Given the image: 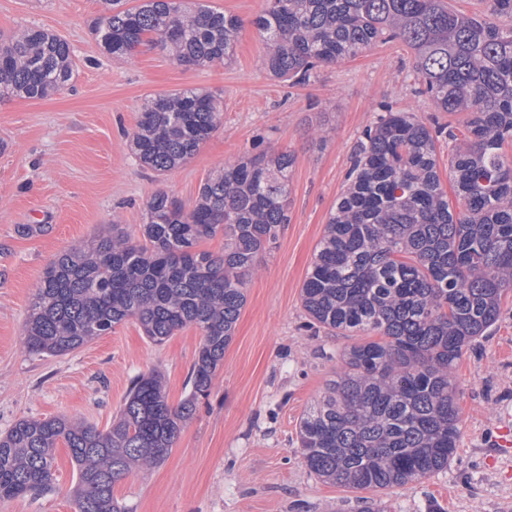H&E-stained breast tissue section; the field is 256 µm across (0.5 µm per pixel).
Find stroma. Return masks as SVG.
Returning <instances> with one entry per match:
<instances>
[{"label":"stroma","instance_id":"obj_1","mask_svg":"<svg viewBox=\"0 0 512 512\" xmlns=\"http://www.w3.org/2000/svg\"><path fill=\"white\" fill-rule=\"evenodd\" d=\"M205 2L242 21L228 63L184 66L151 45L128 58L108 56L90 31L100 0H0V40L34 24L65 38L75 63L73 81L59 92L0 96V432L22 418L56 415L108 428L132 380L153 371L169 404L179 405L199 331L157 345L126 321L68 355L31 354L21 336L33 291L67 248L116 229L138 236L155 191L189 207L224 165L287 151L295 158L290 222L247 280L210 393L170 456L117 482L116 498L126 512H512V462L495 447L500 421L512 417V296L459 363L461 438L447 469L401 487L355 490L306 468L299 421L354 339L309 329L301 289L355 146L389 110L427 124L449 117L419 94L414 55L401 43H376L296 84L260 66L266 46L253 21L264 0ZM186 89L217 97L221 126L181 167L163 175L141 167L130 135L144 102ZM54 457V489L0 502V512H75L76 467L65 445Z\"/></svg>","mask_w":512,"mask_h":512}]
</instances>
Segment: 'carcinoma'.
Instances as JSON below:
<instances>
[{
  "instance_id": "cac0c4a2",
  "label": "carcinoma",
  "mask_w": 512,
  "mask_h": 512,
  "mask_svg": "<svg viewBox=\"0 0 512 512\" xmlns=\"http://www.w3.org/2000/svg\"><path fill=\"white\" fill-rule=\"evenodd\" d=\"M254 19L262 67L296 83L322 64L377 42L414 51L421 93L440 112L467 116L461 133L388 111L364 134L301 291L312 324L372 340L342 366L299 422L308 470L356 490L404 486L448 468L461 436L456 368L500 320L512 293V0L469 16L447 0H266ZM93 33L125 57L151 43L180 65L233 55L240 19L183 0H101ZM69 43L38 27L0 43V86L41 99L73 79ZM222 123L206 91L150 98L132 133L141 165L160 174L189 161ZM455 142L448 169L436 146ZM291 153L260 152L201 184L190 209L165 191L145 203L142 239L124 232L71 248L51 263L30 304L24 348L67 355L132 320L153 343L194 327L202 339L190 394L169 404L158 373L137 376L112 425L66 416L18 420L0 434V501L41 495L56 481L54 451L76 465L75 512H125L115 484L164 462L183 423L210 391L246 303L259 255L288 223ZM224 236V252L198 249ZM453 147L452 143H448V136L441 137L437 142V157H438V173L445 189L448 190V197L451 206L456 212L459 211L458 203L448 183V158Z\"/></svg>"
}]
</instances>
